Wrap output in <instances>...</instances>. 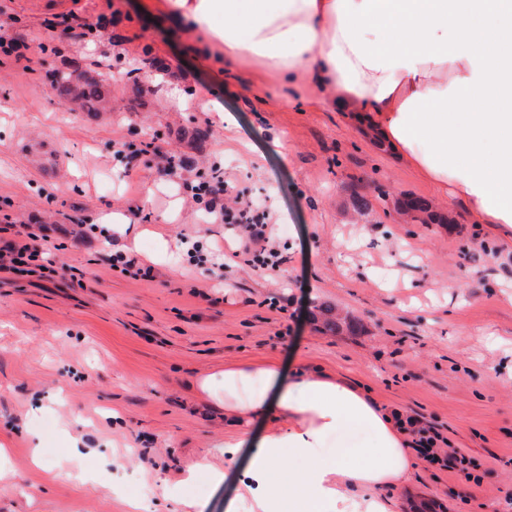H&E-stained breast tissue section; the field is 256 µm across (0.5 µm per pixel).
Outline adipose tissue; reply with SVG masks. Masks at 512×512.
Listing matches in <instances>:
<instances>
[{
    "mask_svg": "<svg viewBox=\"0 0 512 512\" xmlns=\"http://www.w3.org/2000/svg\"><path fill=\"white\" fill-rule=\"evenodd\" d=\"M198 30L220 32L224 65L267 67L310 84L322 108L354 112L406 155L450 202L512 242V0H170ZM223 17L215 29V17ZM468 117L466 124L454 114ZM496 149L493 163L483 157ZM258 390L241 398L242 384ZM224 412L274 411L243 471L236 512H392L385 490L410 478L414 456L393 414L360 386L318 372L286 376L272 362L202 378ZM359 429L374 445L344 457Z\"/></svg>",
    "mask_w": 512,
    "mask_h": 512,
    "instance_id": "ef3b65f1",
    "label": "adipose tissue"
}]
</instances>
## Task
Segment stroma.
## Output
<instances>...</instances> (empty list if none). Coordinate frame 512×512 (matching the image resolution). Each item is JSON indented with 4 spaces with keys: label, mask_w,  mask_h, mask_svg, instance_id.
Returning <instances> with one entry per match:
<instances>
[{
    "label": "stroma",
    "mask_w": 512,
    "mask_h": 512,
    "mask_svg": "<svg viewBox=\"0 0 512 512\" xmlns=\"http://www.w3.org/2000/svg\"><path fill=\"white\" fill-rule=\"evenodd\" d=\"M0 2L24 42L23 61L0 58V226L42 229L55 270L0 271V512H134L135 498L136 512H191V496L198 512H227L250 451L228 457L225 438L284 421L239 424L199 379L263 361L361 384L463 450L475 478L417 462L393 512H512V243L461 204L454 225L408 222L399 198H439L410 159L349 114L309 109V88L274 72L225 75L223 41L168 0ZM72 13L112 26L85 44L46 41L44 21ZM66 64L118 74L110 112L66 113L52 86ZM116 142L138 149L134 171L113 159ZM156 145L194 172L222 166L269 209L279 271L238 256L240 226L206 223L161 174ZM355 190L371 201L361 215ZM131 239L150 277L111 267ZM325 305L360 330L325 332ZM75 443L69 474L31 460ZM194 462L211 474L198 494L183 483Z\"/></svg>",
    "instance_id": "obj_1"
}]
</instances>
